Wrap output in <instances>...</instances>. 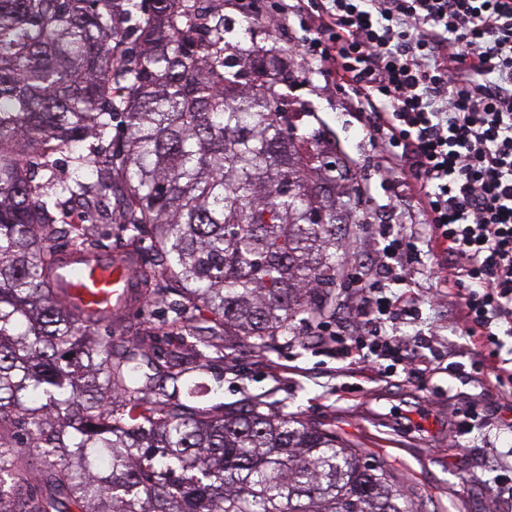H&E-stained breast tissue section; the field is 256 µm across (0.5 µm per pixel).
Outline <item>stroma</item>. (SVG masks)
<instances>
[{
	"mask_svg": "<svg viewBox=\"0 0 512 512\" xmlns=\"http://www.w3.org/2000/svg\"><path fill=\"white\" fill-rule=\"evenodd\" d=\"M254 2L262 17L251 24L232 0H212L211 6L233 21V40L249 37L263 45L297 39L298 18L275 19L274 0ZM287 69L292 85L287 119L304 137L302 154L322 163L343 159L341 184L353 189L367 181L373 188L371 197L352 196L336 214L338 264L372 253L382 224L396 225L409 238L423 237L416 208H387L389 198L408 189L387 179L380 149L363 131L352 93L337 89L307 59H289ZM436 267L431 255H422L405 284L392 288L419 300L418 319L401 328L418 356L410 378L381 377L357 364L340 369L331 350L317 344L307 323L297 320L270 349L225 340L223 361L193 379L207 388V402L230 408L260 400L278 413L336 433L362 449L367 463L389 468L425 512H512V502L498 499L493 483L498 449L512 447V389L489 376L472 380L449 373L461 338L447 300L438 296ZM473 411L482 413V420L461 434Z\"/></svg>",
	"mask_w": 512,
	"mask_h": 512,
	"instance_id": "obj_1",
	"label": "stroma"
}]
</instances>
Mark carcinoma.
Masks as SVG:
<instances>
[{"instance_id": "obj_1", "label": "carcinoma", "mask_w": 512, "mask_h": 512, "mask_svg": "<svg viewBox=\"0 0 512 512\" xmlns=\"http://www.w3.org/2000/svg\"><path fill=\"white\" fill-rule=\"evenodd\" d=\"M230 32L201 0H0V512H421L335 433L186 378L205 337L270 348L336 284V177L281 123L286 63ZM114 237L149 243L137 278L177 289L189 350L161 363L54 295L59 244Z\"/></svg>"}]
</instances>
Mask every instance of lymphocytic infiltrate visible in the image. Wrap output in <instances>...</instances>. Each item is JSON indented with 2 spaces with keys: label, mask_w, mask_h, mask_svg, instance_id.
I'll return each mask as SVG.
<instances>
[{
  "label": "lymphocytic infiltrate",
  "mask_w": 512,
  "mask_h": 512,
  "mask_svg": "<svg viewBox=\"0 0 512 512\" xmlns=\"http://www.w3.org/2000/svg\"><path fill=\"white\" fill-rule=\"evenodd\" d=\"M292 57L349 88L389 174L411 176L427 231L416 243L379 231L373 273L348 290L351 336L315 328L337 360L409 375L401 325L417 301L387 287L422 249L445 257L439 285L470 347L512 336V0H296Z\"/></svg>",
  "instance_id": "obj_1"
}]
</instances>
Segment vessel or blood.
Listing matches in <instances>:
<instances>
[{
  "label": "vessel or blood",
  "instance_id": "1",
  "mask_svg": "<svg viewBox=\"0 0 512 512\" xmlns=\"http://www.w3.org/2000/svg\"><path fill=\"white\" fill-rule=\"evenodd\" d=\"M133 253L114 256L69 254L57 267L54 278L67 303L94 321L120 319L138 300Z\"/></svg>",
  "mask_w": 512,
  "mask_h": 512
}]
</instances>
